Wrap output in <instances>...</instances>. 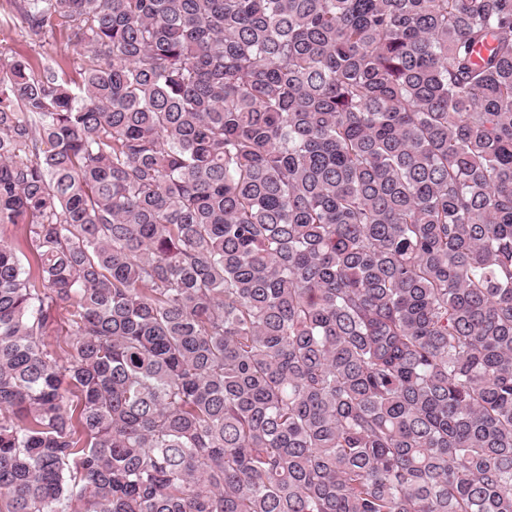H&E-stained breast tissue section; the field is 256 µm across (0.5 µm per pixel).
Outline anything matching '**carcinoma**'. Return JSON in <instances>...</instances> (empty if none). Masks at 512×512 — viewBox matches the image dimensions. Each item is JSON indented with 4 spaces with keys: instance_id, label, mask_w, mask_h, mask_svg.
<instances>
[{
    "instance_id": "cac0c4a2",
    "label": "carcinoma",
    "mask_w": 512,
    "mask_h": 512,
    "mask_svg": "<svg viewBox=\"0 0 512 512\" xmlns=\"http://www.w3.org/2000/svg\"><path fill=\"white\" fill-rule=\"evenodd\" d=\"M0 14V512H512V0Z\"/></svg>"
}]
</instances>
